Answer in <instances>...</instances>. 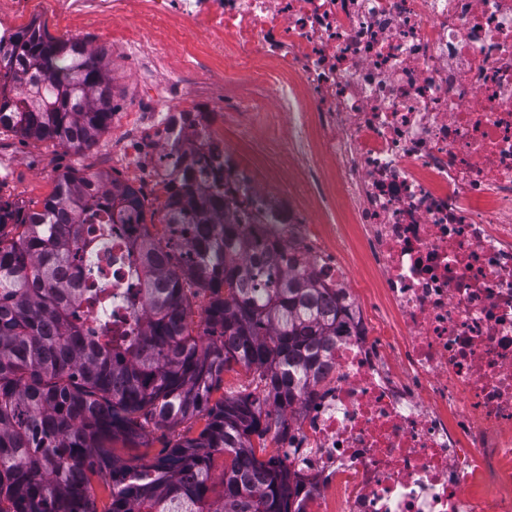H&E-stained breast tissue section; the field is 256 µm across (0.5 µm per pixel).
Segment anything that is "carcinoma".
Listing matches in <instances>:
<instances>
[{"label": "carcinoma", "mask_w": 512, "mask_h": 512, "mask_svg": "<svg viewBox=\"0 0 512 512\" xmlns=\"http://www.w3.org/2000/svg\"><path fill=\"white\" fill-rule=\"evenodd\" d=\"M106 50L49 37L37 20L0 52V129L76 152L112 121ZM167 167L158 234L144 195L108 172L60 175L33 205L0 199V512H301L293 467L257 457L252 436L280 434L314 393L340 332L339 308L297 255L258 246L209 191L191 146ZM124 224L135 284L91 331L81 312L112 301L93 287L88 251ZM210 294L199 325L191 299ZM253 374L212 401L224 371ZM206 418L150 461L154 432ZM231 457L215 492L211 456ZM108 503L98 508L93 481Z\"/></svg>", "instance_id": "1"}]
</instances>
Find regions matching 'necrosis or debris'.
Listing matches in <instances>:
<instances>
[{
  "instance_id": "4bbe7bcc",
  "label": "necrosis or debris",
  "mask_w": 512,
  "mask_h": 512,
  "mask_svg": "<svg viewBox=\"0 0 512 512\" xmlns=\"http://www.w3.org/2000/svg\"><path fill=\"white\" fill-rule=\"evenodd\" d=\"M124 14L144 75L195 86L167 37L188 27L248 65L246 105L287 115L288 190L224 164L207 118L143 101L117 112L112 153L158 182L178 134L220 173L209 190L248 239L294 250L347 306L323 378L279 460L306 512H512V0H58ZM357 241L379 284L365 309L341 254ZM126 239L93 254L99 287L130 286Z\"/></svg>"
}]
</instances>
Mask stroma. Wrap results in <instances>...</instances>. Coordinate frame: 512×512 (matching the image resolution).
Returning <instances> with one entry per match:
<instances>
[{
    "mask_svg": "<svg viewBox=\"0 0 512 512\" xmlns=\"http://www.w3.org/2000/svg\"><path fill=\"white\" fill-rule=\"evenodd\" d=\"M38 20L50 36L63 38L71 31H79L90 47L107 50L110 76L114 87V102L120 108L131 109L142 97H155L161 101L165 112L191 111L209 107L216 94H223L227 104L214 124L223 134L224 144L231 151L234 162L249 170L267 192H278L288 180V167L283 147L288 140V123L266 126L258 112L237 111L240 99L241 69L233 57L216 58L209 54L201 39L190 29L181 28L169 36L170 50L174 57L189 56L192 67L188 79L196 75L207 76L192 101L164 99L162 93L164 74L154 80H143L135 69L127 51L119 46V26L112 21L67 19L56 0H44L37 11L21 15L20 24ZM123 128L108 129L96 144L81 152H74L50 141L25 139L14 133H0V157L7 159L10 170L0 179V198L19 203L42 201L53 190L59 175L78 170L84 173L106 171L123 181H130L127 167L112 160V143L122 138Z\"/></svg>",
    "mask_w": 512,
    "mask_h": 512,
    "instance_id": "35a3bbf8",
    "label": "stroma"
}]
</instances>
